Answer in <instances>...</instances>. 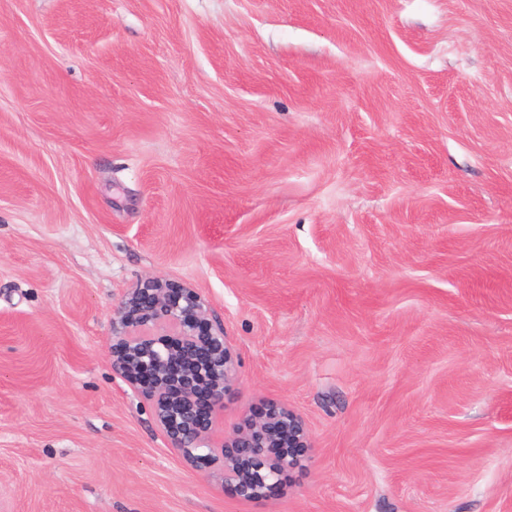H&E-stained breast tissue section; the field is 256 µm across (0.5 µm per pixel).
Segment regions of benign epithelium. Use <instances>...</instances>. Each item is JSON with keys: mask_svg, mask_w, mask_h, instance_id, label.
I'll return each mask as SVG.
<instances>
[{"mask_svg": "<svg viewBox=\"0 0 512 512\" xmlns=\"http://www.w3.org/2000/svg\"><path fill=\"white\" fill-rule=\"evenodd\" d=\"M196 289L150 277L112 309V367L154 409L170 448L192 463L222 460L217 474L247 500H258L309 447L302 419L271 402L216 444L213 418L236 379L224 326L209 323Z\"/></svg>", "mask_w": 512, "mask_h": 512, "instance_id": "benign-epithelium-1", "label": "benign epithelium"}]
</instances>
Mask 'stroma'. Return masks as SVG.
<instances>
[{"label":"stroma","instance_id":"35a3bbf8","mask_svg":"<svg viewBox=\"0 0 512 512\" xmlns=\"http://www.w3.org/2000/svg\"><path fill=\"white\" fill-rule=\"evenodd\" d=\"M154 276L305 424L262 500L112 367ZM0 512H512V0H0Z\"/></svg>","mask_w":512,"mask_h":512}]
</instances>
